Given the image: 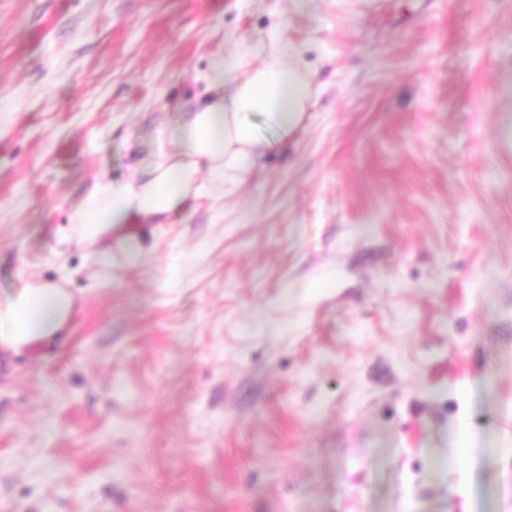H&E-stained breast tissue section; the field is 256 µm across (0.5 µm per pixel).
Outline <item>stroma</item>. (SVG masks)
I'll list each match as a JSON object with an SVG mask.
<instances>
[{
  "mask_svg": "<svg viewBox=\"0 0 512 512\" xmlns=\"http://www.w3.org/2000/svg\"><path fill=\"white\" fill-rule=\"evenodd\" d=\"M297 51L288 150L104 276L58 231L216 60ZM0 512H512V0H0ZM75 312V297L60 282L24 280L4 312L0 350L25 355L67 330Z\"/></svg>",
  "mask_w": 512,
  "mask_h": 512,
  "instance_id": "35a3bbf8",
  "label": "stroma"
}]
</instances>
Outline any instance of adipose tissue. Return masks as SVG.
Segmentation results:
<instances>
[{
    "label": "adipose tissue",
    "instance_id": "obj_1",
    "mask_svg": "<svg viewBox=\"0 0 512 512\" xmlns=\"http://www.w3.org/2000/svg\"><path fill=\"white\" fill-rule=\"evenodd\" d=\"M313 94L297 54L278 45L229 77L216 64L195 112L170 132L176 152L147 160L132 179L99 180L71 211L62 240L102 243L98 262L106 271L117 255L128 266L145 262L149 252L133 223L165 224L190 200L233 190L302 128ZM258 113L269 116L274 136L259 132ZM74 312L75 297L60 283L23 281L0 316V350L18 357L57 339Z\"/></svg>",
    "mask_w": 512,
    "mask_h": 512
}]
</instances>
